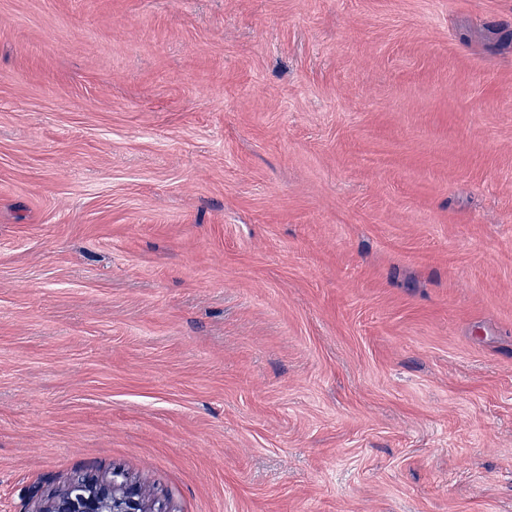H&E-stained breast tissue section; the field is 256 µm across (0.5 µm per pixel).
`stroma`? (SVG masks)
I'll return each mask as SVG.
<instances>
[{
    "label": "stroma",
    "instance_id": "35a3bbf8",
    "mask_svg": "<svg viewBox=\"0 0 512 512\" xmlns=\"http://www.w3.org/2000/svg\"><path fill=\"white\" fill-rule=\"evenodd\" d=\"M512 512V0H0V512ZM112 480H89L77 476L66 488L46 502L38 512H149L146 494L125 483Z\"/></svg>",
    "mask_w": 512,
    "mask_h": 512
}]
</instances>
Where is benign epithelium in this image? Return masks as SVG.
<instances>
[{
	"mask_svg": "<svg viewBox=\"0 0 512 512\" xmlns=\"http://www.w3.org/2000/svg\"><path fill=\"white\" fill-rule=\"evenodd\" d=\"M39 512H149L146 494L117 479L77 476L46 502Z\"/></svg>",
	"mask_w": 512,
	"mask_h": 512,
	"instance_id": "1",
	"label": "benign epithelium"
}]
</instances>
